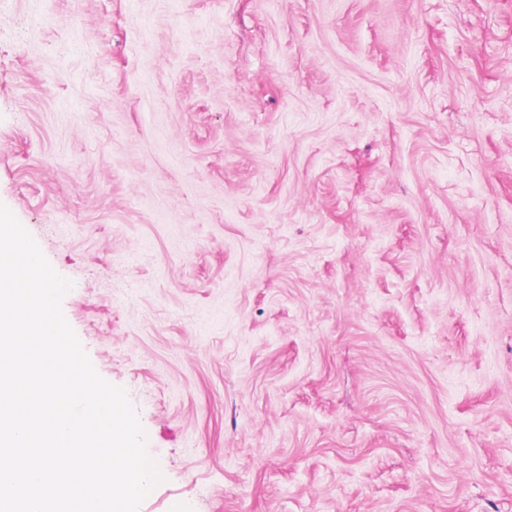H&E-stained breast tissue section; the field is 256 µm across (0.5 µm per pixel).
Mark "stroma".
<instances>
[{"instance_id":"35a3bbf8","label":"stroma","mask_w":512,"mask_h":512,"mask_svg":"<svg viewBox=\"0 0 512 512\" xmlns=\"http://www.w3.org/2000/svg\"><path fill=\"white\" fill-rule=\"evenodd\" d=\"M0 203L139 512H512V0H0Z\"/></svg>"}]
</instances>
